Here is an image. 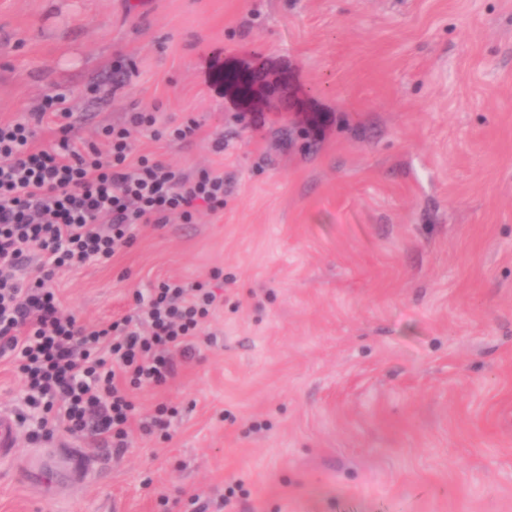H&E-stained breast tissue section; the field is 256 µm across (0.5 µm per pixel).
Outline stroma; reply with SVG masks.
I'll use <instances>...</instances> for the list:
<instances>
[{
    "mask_svg": "<svg viewBox=\"0 0 512 512\" xmlns=\"http://www.w3.org/2000/svg\"><path fill=\"white\" fill-rule=\"evenodd\" d=\"M61 91L95 143L194 118L135 155L224 173L223 210L59 273L63 308L116 320L167 279L224 303L133 393L168 437L27 418L19 454L95 467L47 490L0 462V512H217L236 484L230 512H512V0H0V121Z\"/></svg>",
    "mask_w": 512,
    "mask_h": 512,
    "instance_id": "stroma-1",
    "label": "stroma"
}]
</instances>
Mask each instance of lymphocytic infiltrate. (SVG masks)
<instances>
[{
	"instance_id": "f902f5d3",
	"label": "lymphocytic infiltrate",
	"mask_w": 512,
	"mask_h": 512,
	"mask_svg": "<svg viewBox=\"0 0 512 512\" xmlns=\"http://www.w3.org/2000/svg\"><path fill=\"white\" fill-rule=\"evenodd\" d=\"M53 117L59 138L35 146L36 125ZM152 139L187 141L194 119L157 123L149 108L102 128V144L82 139L62 93L22 121L0 122V362L23 381L39 433L90 437L116 451L129 446L132 392L164 384L174 352L190 354L220 298L203 285L160 282L137 294L133 316L87 325L62 313L53 288L59 270L106 262L133 245L141 225L192 223L199 207H224V175H187L135 155L132 129Z\"/></svg>"
}]
</instances>
